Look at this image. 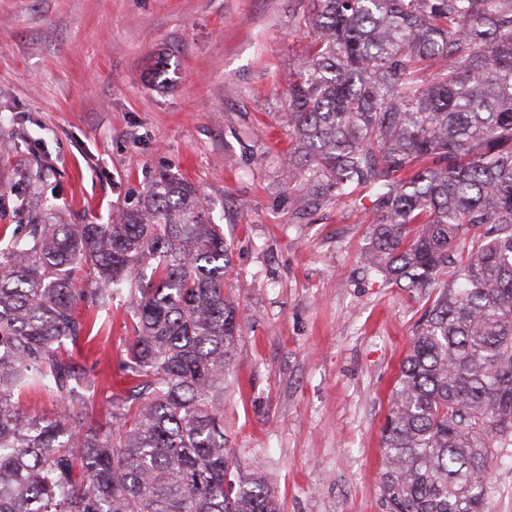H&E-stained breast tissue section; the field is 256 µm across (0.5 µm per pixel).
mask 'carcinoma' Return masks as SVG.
<instances>
[{
	"mask_svg": "<svg viewBox=\"0 0 512 512\" xmlns=\"http://www.w3.org/2000/svg\"><path fill=\"white\" fill-rule=\"evenodd\" d=\"M284 119L329 205L373 190L365 267L435 295L382 426L389 512H483L512 445V0H313ZM40 172L27 169L14 203ZM224 231L161 175L110 224L17 225L0 250V512H282L224 433L240 336ZM126 293L129 386L91 309ZM47 397L50 415L27 410Z\"/></svg>",
	"mask_w": 512,
	"mask_h": 512,
	"instance_id": "carcinoma-1",
	"label": "carcinoma"
}]
</instances>
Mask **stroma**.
Wrapping results in <instances>:
<instances>
[{
  "label": "stroma",
  "instance_id": "1",
  "mask_svg": "<svg viewBox=\"0 0 512 512\" xmlns=\"http://www.w3.org/2000/svg\"><path fill=\"white\" fill-rule=\"evenodd\" d=\"M312 0H0V248L33 214L110 223L159 172L195 184L230 245L240 340L224 429L284 512H388L382 426L425 300L368 271L369 189L288 179V85ZM41 168L32 206L8 195ZM484 512H512V447Z\"/></svg>",
  "mask_w": 512,
  "mask_h": 512
}]
</instances>
